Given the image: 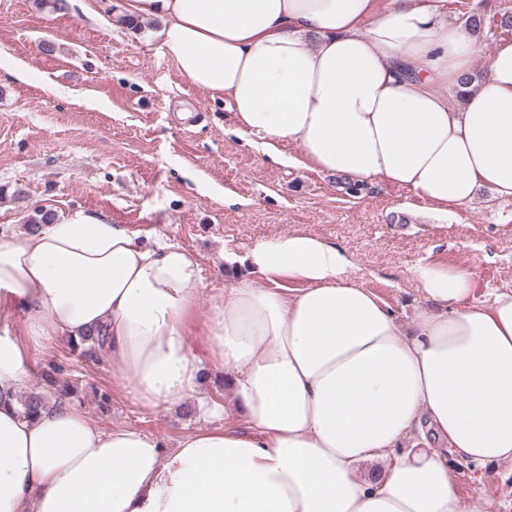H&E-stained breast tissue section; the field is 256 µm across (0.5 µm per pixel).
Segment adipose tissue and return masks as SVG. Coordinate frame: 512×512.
Segmentation results:
<instances>
[{"label": "adipose tissue", "mask_w": 512, "mask_h": 512, "mask_svg": "<svg viewBox=\"0 0 512 512\" xmlns=\"http://www.w3.org/2000/svg\"><path fill=\"white\" fill-rule=\"evenodd\" d=\"M445 2L123 8L156 22L179 72L228 102L236 134L273 161L401 186L450 213L483 187L512 199V42L452 109L479 47ZM242 265L251 277L212 296L206 336L244 431L196 429L169 449L66 401L24 418L25 350L0 333V512H479L429 442L512 461V290L479 303L466 269L418 265L428 304L405 330L351 254L316 235L225 246V269ZM203 289L191 251L101 214L0 235V319L23 310L38 347L105 329L113 371L147 406L181 404L200 381L189 336Z\"/></svg>", "instance_id": "ef3b65f1"}]
</instances>
